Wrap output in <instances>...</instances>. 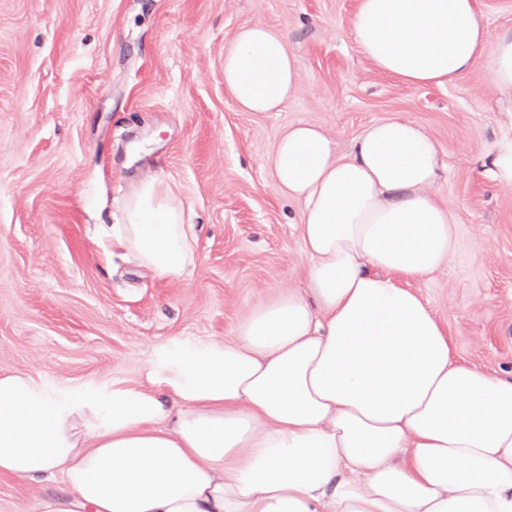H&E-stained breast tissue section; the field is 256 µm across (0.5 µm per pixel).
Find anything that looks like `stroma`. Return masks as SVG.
<instances>
[{
    "label": "stroma",
    "instance_id": "stroma-1",
    "mask_svg": "<svg viewBox=\"0 0 512 512\" xmlns=\"http://www.w3.org/2000/svg\"><path fill=\"white\" fill-rule=\"evenodd\" d=\"M358 0H0V373L51 390L136 387L170 347L228 338L255 305L303 287V205L266 157L284 128L322 127L347 152L368 123L421 125L448 174L433 196L456 212L449 267L413 282L455 355L512 370V187L488 171L512 138V105L484 68L409 87L352 36ZM281 32L299 58L282 111L237 109L224 49L237 30ZM144 180L190 218L194 262L161 279L107 227ZM54 481L0 476V512H41Z\"/></svg>",
    "mask_w": 512,
    "mask_h": 512
}]
</instances>
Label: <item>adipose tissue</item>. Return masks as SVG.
I'll use <instances>...</instances> for the list:
<instances>
[{
    "label": "adipose tissue",
    "mask_w": 512,
    "mask_h": 512,
    "mask_svg": "<svg viewBox=\"0 0 512 512\" xmlns=\"http://www.w3.org/2000/svg\"><path fill=\"white\" fill-rule=\"evenodd\" d=\"M352 31L408 86L480 65L512 104V30L490 36L475 0H359ZM298 67L281 33L244 26L224 87L264 116ZM267 164L303 204L304 287L254 307L231 339L170 350L139 388L63 396L0 375V475L60 479L67 496L42 512H512V374L458 361L405 285L458 249L457 216L431 195L448 171L437 142L387 118L342 155L296 123ZM116 239L162 279L194 261L184 211L155 180L126 199Z\"/></svg>",
    "instance_id": "adipose-tissue-1"
}]
</instances>
